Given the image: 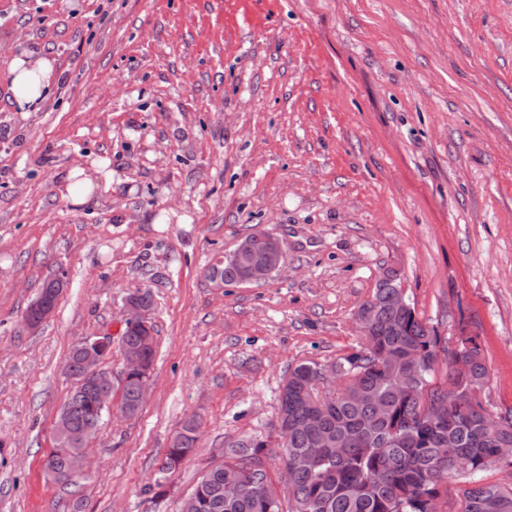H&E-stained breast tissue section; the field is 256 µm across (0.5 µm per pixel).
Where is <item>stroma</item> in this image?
Masks as SVG:
<instances>
[{
  "label": "stroma",
  "mask_w": 512,
  "mask_h": 512,
  "mask_svg": "<svg viewBox=\"0 0 512 512\" xmlns=\"http://www.w3.org/2000/svg\"><path fill=\"white\" fill-rule=\"evenodd\" d=\"M25 51L54 75L19 112ZM77 168L96 180L82 204ZM257 231L287 268L217 287ZM388 270L439 336H478L486 399L512 409V0H0V512H178L225 441L271 432L289 369L358 344ZM137 291L147 402L104 414L85 475L51 480L69 350L119 338ZM197 429V421L194 418H191L184 423L181 430L175 433L172 438L170 448H168L165 460L159 469L162 477H165L167 473L176 470V468L193 453Z\"/></svg>",
  "instance_id": "1"
}]
</instances>
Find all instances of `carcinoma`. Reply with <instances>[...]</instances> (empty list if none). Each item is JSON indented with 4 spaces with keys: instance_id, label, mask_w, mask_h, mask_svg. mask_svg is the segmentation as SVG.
<instances>
[{
    "instance_id": "obj_1",
    "label": "carcinoma",
    "mask_w": 512,
    "mask_h": 512,
    "mask_svg": "<svg viewBox=\"0 0 512 512\" xmlns=\"http://www.w3.org/2000/svg\"><path fill=\"white\" fill-rule=\"evenodd\" d=\"M249 259L262 261L270 240L246 237ZM224 284H240L247 264L228 260L217 265ZM395 271L379 279L371 300L376 314L365 326L362 342L332 367L335 382L324 377L326 365L305 361L288 372L275 410L273 430L282 438V460L292 465L288 491L278 495L266 470L272 434L254 433L224 443V462L199 480L189 512H443L441 493L448 481L462 480L454 512H512V486L488 483L479 475L498 463L502 448H512V411L494 413L483 394L490 380L485 356L475 338L460 344V371L446 368L455 387L433 385L439 359L454 352L411 302L395 306L391 286ZM143 348L154 362L153 326L125 329L119 347ZM142 381L127 379L124 403L135 406ZM99 386L75 388L68 397V420L76 428L101 425L96 403ZM320 415L314 431L306 419ZM198 423L191 418L172 438L159 469L170 473L190 456ZM318 449L310 469L300 464ZM81 449L64 442L45 459L60 471ZM243 487L239 498L224 499V484Z\"/></svg>"
}]
</instances>
